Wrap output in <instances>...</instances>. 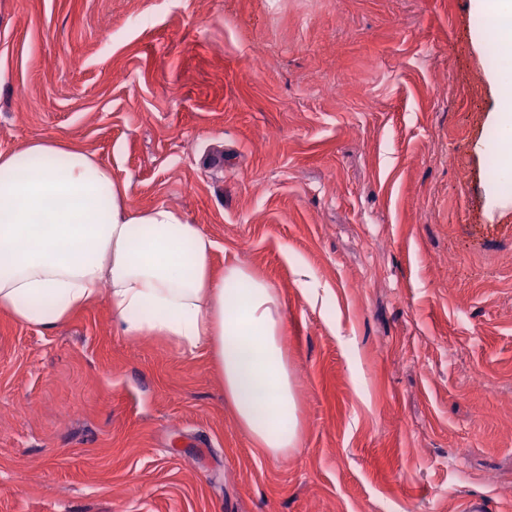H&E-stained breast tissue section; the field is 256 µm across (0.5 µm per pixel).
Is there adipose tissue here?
<instances>
[{"mask_svg":"<svg viewBox=\"0 0 512 512\" xmlns=\"http://www.w3.org/2000/svg\"><path fill=\"white\" fill-rule=\"evenodd\" d=\"M474 46L512 42V0H469ZM497 150L512 154V60L488 70ZM127 187L94 154L53 140L0 152V310L52 330L107 294L126 333L206 349L253 448L296 447L300 417L283 346L282 302L250 268L214 275L215 241L178 211L129 209Z\"/></svg>","mask_w":512,"mask_h":512,"instance_id":"adipose-tissue-1","label":"adipose tissue"}]
</instances>
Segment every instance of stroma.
I'll list each match as a JSON object with an SVG mask.
<instances>
[{"instance_id": "35a3bbf8", "label": "stroma", "mask_w": 512, "mask_h": 512, "mask_svg": "<svg viewBox=\"0 0 512 512\" xmlns=\"http://www.w3.org/2000/svg\"><path fill=\"white\" fill-rule=\"evenodd\" d=\"M468 0H0V151L60 138L279 292L301 437L206 350L0 311V512H512V202ZM325 291L311 307L295 274ZM482 386H475V379Z\"/></svg>"}]
</instances>
